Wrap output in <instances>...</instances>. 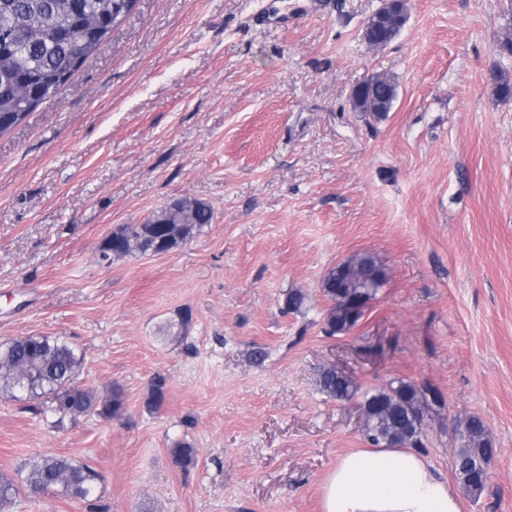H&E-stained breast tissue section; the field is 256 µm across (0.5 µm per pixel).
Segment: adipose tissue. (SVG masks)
<instances>
[{"label": "adipose tissue", "mask_w": 512, "mask_h": 512, "mask_svg": "<svg viewBox=\"0 0 512 512\" xmlns=\"http://www.w3.org/2000/svg\"><path fill=\"white\" fill-rule=\"evenodd\" d=\"M321 512H463V496L412 448H357L321 487Z\"/></svg>", "instance_id": "obj_1"}]
</instances>
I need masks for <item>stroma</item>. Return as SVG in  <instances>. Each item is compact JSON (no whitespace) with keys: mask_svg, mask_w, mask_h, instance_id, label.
I'll list each match as a JSON object with an SVG mask.
<instances>
[{"mask_svg":"<svg viewBox=\"0 0 512 512\" xmlns=\"http://www.w3.org/2000/svg\"><path fill=\"white\" fill-rule=\"evenodd\" d=\"M380 5L138 0L0 136V342L64 338L79 384L123 399L56 431L0 395V474L61 455L99 471L108 512H320L326 474L364 445L356 401L317 383L336 367L364 392L442 394L422 454L446 478L479 415L495 454L464 512H512V99L486 81L512 75L496 51L512 0H407L374 50ZM375 73L398 97L369 123L351 93ZM182 198L214 213L183 247L99 262L113 229ZM363 253L385 281L327 336L322 281Z\"/></svg>","mask_w":512,"mask_h":512,"instance_id":"obj_1","label":"stroma"}]
</instances>
